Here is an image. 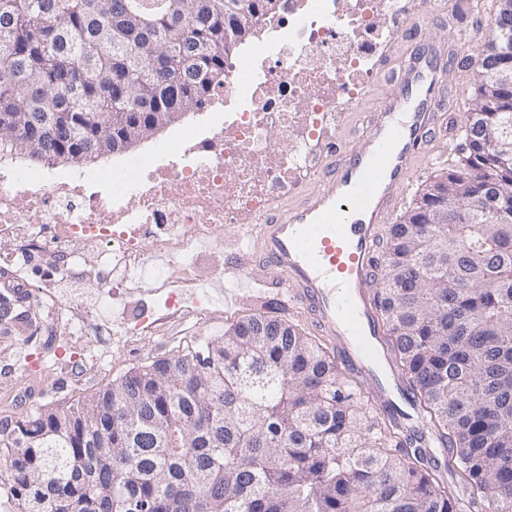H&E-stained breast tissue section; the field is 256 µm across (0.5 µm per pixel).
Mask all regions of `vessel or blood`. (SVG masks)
Wrapping results in <instances>:
<instances>
[{"mask_svg": "<svg viewBox=\"0 0 512 512\" xmlns=\"http://www.w3.org/2000/svg\"><path fill=\"white\" fill-rule=\"evenodd\" d=\"M450 54L445 43L416 45L363 145H335L316 186L296 206L264 216L241 257L254 274L277 276L315 333L338 342L380 410L408 398L374 302L379 235L439 128Z\"/></svg>", "mask_w": 512, "mask_h": 512, "instance_id": "vessel-or-blood-1", "label": "vessel or blood"}]
</instances>
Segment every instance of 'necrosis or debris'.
Segmentation results:
<instances>
[{"instance_id":"1","label":"necrosis or debris","mask_w":512,"mask_h":512,"mask_svg":"<svg viewBox=\"0 0 512 512\" xmlns=\"http://www.w3.org/2000/svg\"><path fill=\"white\" fill-rule=\"evenodd\" d=\"M408 7L407 0H284L266 33L226 68L207 129H186L162 162L129 160L80 183L46 184L36 166L0 175V234L49 257L62 276L72 275L81 249L98 250L101 293L112 273L142 275L147 236L160 251L178 248L175 270L190 279L197 242L220 241L225 226L257 218L311 173L313 146L365 93Z\"/></svg>"}]
</instances>
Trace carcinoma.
Listing matches in <instances>:
<instances>
[{"label": "carcinoma", "instance_id": "carcinoma-1", "mask_svg": "<svg viewBox=\"0 0 512 512\" xmlns=\"http://www.w3.org/2000/svg\"><path fill=\"white\" fill-rule=\"evenodd\" d=\"M0 0V160L86 165L198 111L281 0ZM486 43L463 64L492 62ZM97 112L89 126L79 115ZM512 112L466 113L448 209L421 192L387 225L374 279L386 341L431 446L322 339L251 314L66 408L0 415V512H512ZM134 413L186 430L165 448ZM112 443L99 448L97 441Z\"/></svg>", "mask_w": 512, "mask_h": 512}]
</instances>
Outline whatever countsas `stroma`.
Returning <instances> with one entry per match:
<instances>
[{"label":"stroma","mask_w":512,"mask_h":512,"mask_svg":"<svg viewBox=\"0 0 512 512\" xmlns=\"http://www.w3.org/2000/svg\"><path fill=\"white\" fill-rule=\"evenodd\" d=\"M442 2V9L427 19L407 16L397 23L383 53L386 68L375 69L363 97L340 113L326 142L315 146L314 157H321L327 144L339 140L352 147L361 143L365 118L376 116L391 86V73L399 69L414 45L475 33L487 38L481 21L496 9L495 0ZM465 56L461 50L448 61L446 105L457 121L462 120L474 98L471 71L462 65ZM457 143V130L441 126L413 177L406 201H413L436 175L441 156L455 150ZM249 230L246 224L225 227L222 248L201 249L193 282L166 285L151 276L123 281L113 289L111 299L103 302L92 288L101 270L96 250H84L77 263L80 286L63 288L39 257L18 259L16 241L0 235V267L11 265L15 280L23 289L37 293L45 308L44 313L26 320L0 323V410L67 407L131 368L172 357L187 343L223 335L228 324L257 311L298 321V313L286 305L281 284L271 274L264 275L255 291L236 305L224 307L212 300V282H223L232 290L238 280L250 276V269L240 261ZM77 309L82 311L86 325L111 322V335L79 339L72 316Z\"/></svg>","instance_id":"stroma-1"}]
</instances>
